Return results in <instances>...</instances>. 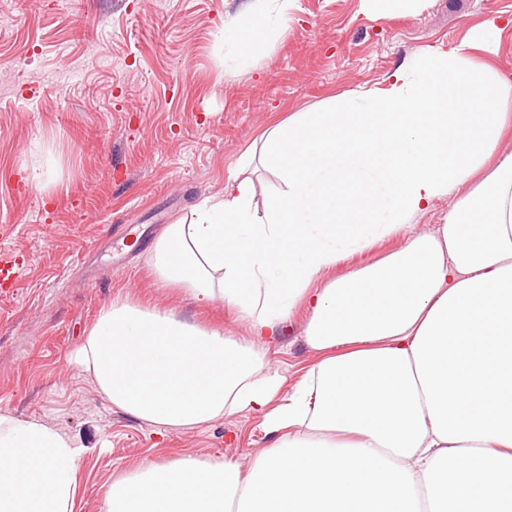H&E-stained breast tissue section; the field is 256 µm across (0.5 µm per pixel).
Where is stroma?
Here are the masks:
<instances>
[{"label":"stroma","mask_w":512,"mask_h":512,"mask_svg":"<svg viewBox=\"0 0 512 512\" xmlns=\"http://www.w3.org/2000/svg\"><path fill=\"white\" fill-rule=\"evenodd\" d=\"M244 0H0V409L37 417L86 446L73 512H103L113 476L182 455L249 466L273 447L262 415L157 434L80 374L73 355L101 310L129 300L244 336L236 311L200 307L162 282L151 245L223 194L264 131L335 99L384 88L417 53L512 18V0H421L388 15L361 0H299L256 60L224 30ZM41 175L33 184L32 172ZM377 238L314 282L401 248ZM295 308L265 345L292 392L319 358Z\"/></svg>","instance_id":"35a3bbf8"}]
</instances>
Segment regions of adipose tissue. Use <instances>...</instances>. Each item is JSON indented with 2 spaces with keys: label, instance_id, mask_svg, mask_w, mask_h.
Returning <instances> with one entry per match:
<instances>
[{
  "label": "adipose tissue",
  "instance_id": "1",
  "mask_svg": "<svg viewBox=\"0 0 512 512\" xmlns=\"http://www.w3.org/2000/svg\"><path fill=\"white\" fill-rule=\"evenodd\" d=\"M245 4L228 40L253 57L296 0ZM488 21L394 70L383 89L264 132L223 196L157 240L161 280L234 307L247 336L118 301L75 363L115 408L158 432L264 414L280 438L246 467L181 456L119 473L104 512H505L512 505V82L475 65ZM281 187L257 201L253 162ZM471 190L456 195V188ZM443 223L412 218L440 197ZM389 222L377 219L381 198ZM400 231L402 249L313 288L348 249ZM347 249V250H348ZM305 306L321 358L285 399L262 341ZM83 446L0 412V512H72Z\"/></svg>",
  "mask_w": 512,
  "mask_h": 512
}]
</instances>
